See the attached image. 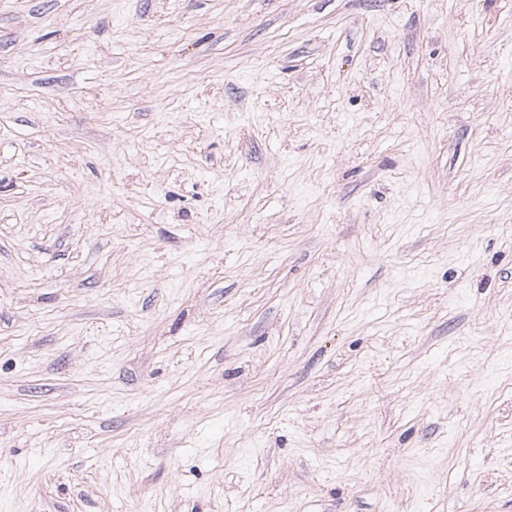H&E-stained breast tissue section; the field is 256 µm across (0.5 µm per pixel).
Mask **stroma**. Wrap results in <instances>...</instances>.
Here are the masks:
<instances>
[{
    "label": "stroma",
    "instance_id": "35a3bbf8",
    "mask_svg": "<svg viewBox=\"0 0 512 512\" xmlns=\"http://www.w3.org/2000/svg\"><path fill=\"white\" fill-rule=\"evenodd\" d=\"M0 512H512V0H0Z\"/></svg>",
    "mask_w": 512,
    "mask_h": 512
}]
</instances>
